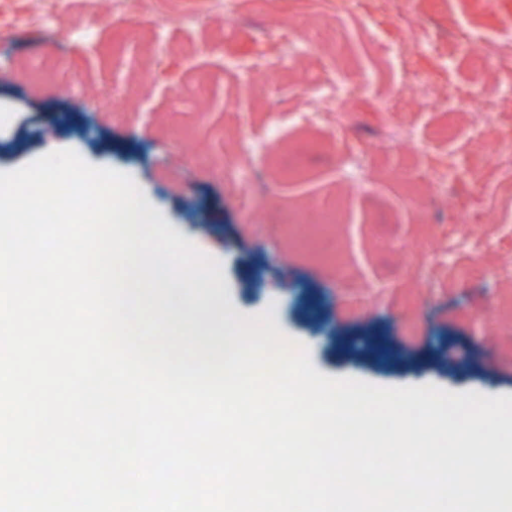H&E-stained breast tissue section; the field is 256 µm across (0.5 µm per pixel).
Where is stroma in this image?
<instances>
[{
  "label": "stroma",
  "mask_w": 512,
  "mask_h": 512,
  "mask_svg": "<svg viewBox=\"0 0 512 512\" xmlns=\"http://www.w3.org/2000/svg\"><path fill=\"white\" fill-rule=\"evenodd\" d=\"M112 4L0 0V172L75 144L87 163L133 177L174 231L221 262L227 311L273 308L325 375L512 395V124L474 127L463 103L471 92L512 111L467 63L512 40V0H407L411 29L384 0H231L220 12L213 0H154L122 15ZM318 23L345 54L316 44L290 64L289 41ZM402 44L409 54H395ZM261 56L274 69L225 66ZM313 64L349 90L332 127L296 105ZM409 73L444 92V107L383 111ZM202 81L207 93L192 97ZM446 108L459 126L450 143L434 136ZM300 139L317 149L292 177L282 160ZM479 139L505 148L484 169ZM242 154L263 205H241L224 180ZM443 167L453 177L439 191L430 171ZM320 202L344 209L336 266L304 255L277 221ZM461 210L477 224L456 223Z\"/></svg>",
  "instance_id": "stroma-1"
}]
</instances>
